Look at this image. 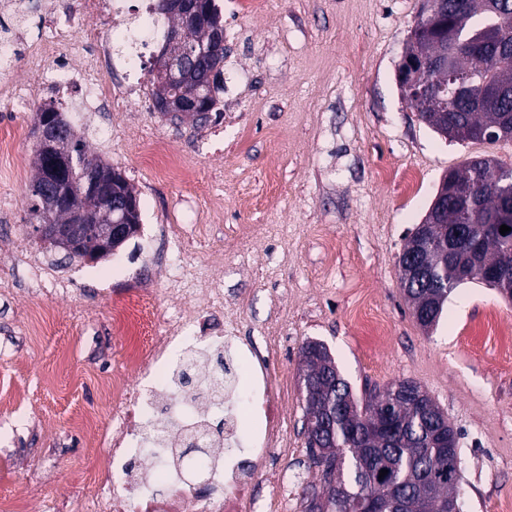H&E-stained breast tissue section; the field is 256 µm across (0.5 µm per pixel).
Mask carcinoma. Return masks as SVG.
<instances>
[{
    "label": "carcinoma",
    "instance_id": "cac0c4a2",
    "mask_svg": "<svg viewBox=\"0 0 512 512\" xmlns=\"http://www.w3.org/2000/svg\"><path fill=\"white\" fill-rule=\"evenodd\" d=\"M486 0H448V27L433 34L428 42L409 41L407 53L417 51L439 54L456 47L457 68L476 74V90L480 95L458 100H447L446 106L437 105L419 113L434 132L444 133V124L460 126L465 134L460 141L497 142L491 133L497 127L512 121V0H500L501 15L485 10ZM201 9L208 13V27L184 23L183 19L157 5L158 14L167 20V29L178 28L186 40L197 45L209 44L208 29L224 26L221 11L215 0H203ZM501 22L504 36L502 47L482 58L471 50L472 43L481 39L483 30ZM224 50H218L197 62L196 71L204 74L216 70L212 89L204 101L205 111L190 114L193 121L209 118L216 111L214 90L222 81ZM153 100L163 97L183 98L191 93V84L162 83L151 78ZM58 123L69 139L74 162L60 159L65 173L71 174V187L79 191L88 177L101 181L112 189V165L88 157L85 145L76 138L70 124L63 117ZM52 161L35 151V178L30 196L47 181ZM455 180L471 185L473 202H453L438 224H418L405 238L403 252L408 254L420 246V261L426 275L438 288L411 289L408 300L435 305L429 323L440 319L448 293L460 284L480 279L481 270L496 265L512 275V212L501 213L500 203L512 200V167L506 168L492 158L485 157L484 165L477 158L467 159L451 171ZM75 199L90 211L92 217L106 223L109 210L95 201L75 195ZM499 219L511 227L502 234L489 221ZM470 224L479 247L464 242L456 235V227ZM307 357L311 383H302L306 449L312 463L323 468L324 496L311 499L306 512H354L352 494L357 489L370 488L385 499L389 506L399 502L409 505L406 512H442V503L455 487L448 485V466L460 457L459 432L448 420V415L428 393L413 388L398 391L395 385L381 393L371 391L360 398L353 393L350 383L341 375L326 344L309 341L300 349ZM388 470L379 477L380 470Z\"/></svg>",
    "mask_w": 512,
    "mask_h": 512
}]
</instances>
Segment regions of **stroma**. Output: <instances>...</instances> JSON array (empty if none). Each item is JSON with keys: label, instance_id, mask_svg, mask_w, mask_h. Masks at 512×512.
<instances>
[{"label": "stroma", "instance_id": "obj_1", "mask_svg": "<svg viewBox=\"0 0 512 512\" xmlns=\"http://www.w3.org/2000/svg\"><path fill=\"white\" fill-rule=\"evenodd\" d=\"M224 86L220 116L204 126L153 108L149 71L162 40L152 38L136 76L141 98L117 97L96 140L76 126L87 153L119 170L140 202L143 224L161 226L174 244L153 264L136 234L98 262H59L29 221L26 196L35 176L33 109L0 98V128L23 139L9 171L0 170V389L24 405L0 416V495L28 512H71L79 496L72 473L87 460L67 420L92 409L110 425L92 384L72 388L57 370L68 347L73 367L123 368L127 343L110 320L113 301L153 291L159 317L180 301L171 283L192 276L218 281L224 313L255 340L282 401L293 449L255 467L260 512H275L273 473L302 477L295 500L322 491L303 429L299 350L325 343L355 393L398 380L422 386L459 432L461 512H502L512 503V347L490 335L495 318L512 324V301L484 283L461 284L439 323L421 328L398 278L406 236L425 217L444 175L469 157L512 164V143L446 140L402 96L398 67L418 19V0H222ZM163 137L187 166L182 181L161 178L138 155L139 140ZM224 202L223 216L212 211ZM26 238L67 280L45 284L42 298L60 313L39 350L25 320L29 268L16 259ZM224 262L212 264L213 254ZM391 340L376 343L372 316Z\"/></svg>", "mask_w": 512, "mask_h": 512}]
</instances>
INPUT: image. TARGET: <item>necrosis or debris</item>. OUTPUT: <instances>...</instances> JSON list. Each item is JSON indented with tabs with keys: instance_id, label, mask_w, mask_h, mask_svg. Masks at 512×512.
<instances>
[{
	"instance_id": "4bbe7bcc",
	"label": "necrosis or debris",
	"mask_w": 512,
	"mask_h": 512,
	"mask_svg": "<svg viewBox=\"0 0 512 512\" xmlns=\"http://www.w3.org/2000/svg\"><path fill=\"white\" fill-rule=\"evenodd\" d=\"M118 0H81L80 13L67 0H50L40 22L49 38L26 45L0 36V73L12 72L16 58L41 72L39 83L20 89L0 83V94L27 106L53 87L79 86L82 111L98 109L112 96V80L103 76L111 65L109 44L125 40L127 28L102 34L94 22L115 16ZM81 31L87 54L82 62L63 55L73 31ZM206 306L183 304L176 315L155 319L139 301L113 305V324L131 340L127 369L109 376L93 370L73 372L76 382L94 381L112 412L104 429L95 412L76 410L68 419L80 432L89 459L77 479L81 493L75 512H252L253 464L270 452L287 454L288 430L281 407L270 394L269 371L262 360L251 364L247 386L256 425L241 439L237 379L240 360L253 346L236 334V322L204 332L205 321L224 313V291L213 280L196 282ZM205 448V491L201 499L178 494L187 464L183 451L191 441Z\"/></svg>"
}]
</instances>
